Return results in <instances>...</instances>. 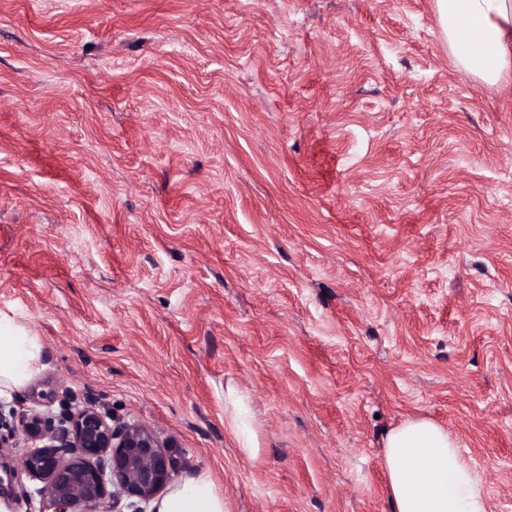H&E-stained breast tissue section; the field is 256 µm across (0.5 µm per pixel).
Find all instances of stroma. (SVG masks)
<instances>
[{
	"label": "stroma",
	"instance_id": "obj_1",
	"mask_svg": "<svg viewBox=\"0 0 512 512\" xmlns=\"http://www.w3.org/2000/svg\"><path fill=\"white\" fill-rule=\"evenodd\" d=\"M0 311L44 343L0 403L146 424L228 512H392L412 417L512 512V81L435 0H0ZM224 412L227 413V425L242 453L248 458H256L259 441L253 423L249 395L237 387H227L224 390Z\"/></svg>",
	"mask_w": 512,
	"mask_h": 512
}]
</instances>
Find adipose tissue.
Wrapping results in <instances>:
<instances>
[{"mask_svg": "<svg viewBox=\"0 0 512 512\" xmlns=\"http://www.w3.org/2000/svg\"><path fill=\"white\" fill-rule=\"evenodd\" d=\"M436 11L459 68L491 86L512 79V0H436ZM43 352L40 336L0 312V391L26 385L39 373ZM224 411L242 453L256 458L248 394L227 387ZM384 448L394 512H488L483 479L447 429L408 419L387 433ZM151 512H227V506L212 476L201 471L154 499Z\"/></svg>", "mask_w": 512, "mask_h": 512, "instance_id": "ef3b65f1", "label": "adipose tissue"}]
</instances>
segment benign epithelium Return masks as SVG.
Here are the masks:
<instances>
[{
    "label": "benign epithelium",
    "instance_id": "7a95c632",
    "mask_svg": "<svg viewBox=\"0 0 512 512\" xmlns=\"http://www.w3.org/2000/svg\"><path fill=\"white\" fill-rule=\"evenodd\" d=\"M0 456L24 443L17 467L41 484L54 512H99L117 494L147 504L171 482L174 460L169 445L150 427L112 423L89 404L54 423L40 409L26 410L12 425L0 405Z\"/></svg>",
    "mask_w": 512,
    "mask_h": 512
}]
</instances>
